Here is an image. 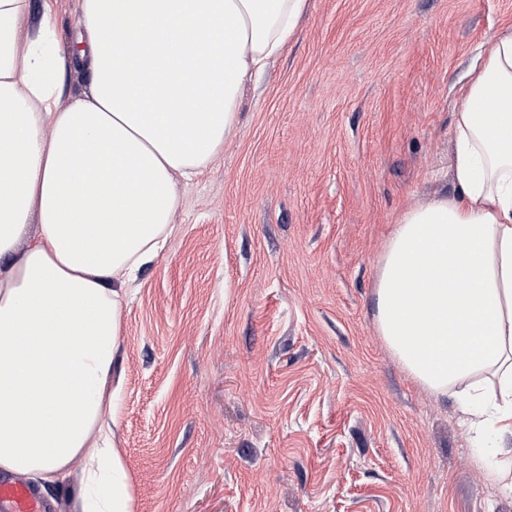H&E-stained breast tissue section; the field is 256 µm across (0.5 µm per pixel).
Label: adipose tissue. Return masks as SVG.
<instances>
[{
  "instance_id": "obj_1",
  "label": "adipose tissue",
  "mask_w": 512,
  "mask_h": 512,
  "mask_svg": "<svg viewBox=\"0 0 512 512\" xmlns=\"http://www.w3.org/2000/svg\"><path fill=\"white\" fill-rule=\"evenodd\" d=\"M307 7L80 0L67 51L50 12L0 0V471L53 484L78 461L74 512H134L103 411L126 286L173 231L178 178L223 150L243 87ZM76 65L90 90L60 105ZM490 96L500 111H475ZM454 108L456 190L402 216L376 325L420 386L456 398L479 463L512 496V29L487 40Z\"/></svg>"
}]
</instances>
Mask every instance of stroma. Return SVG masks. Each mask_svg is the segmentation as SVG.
Here are the masks:
<instances>
[{
    "instance_id": "obj_1",
    "label": "stroma",
    "mask_w": 512,
    "mask_h": 512,
    "mask_svg": "<svg viewBox=\"0 0 512 512\" xmlns=\"http://www.w3.org/2000/svg\"><path fill=\"white\" fill-rule=\"evenodd\" d=\"M48 4L70 49L79 0ZM511 28L512 0H310L123 310L135 512H512L375 324L387 242L454 193L455 100Z\"/></svg>"
}]
</instances>
